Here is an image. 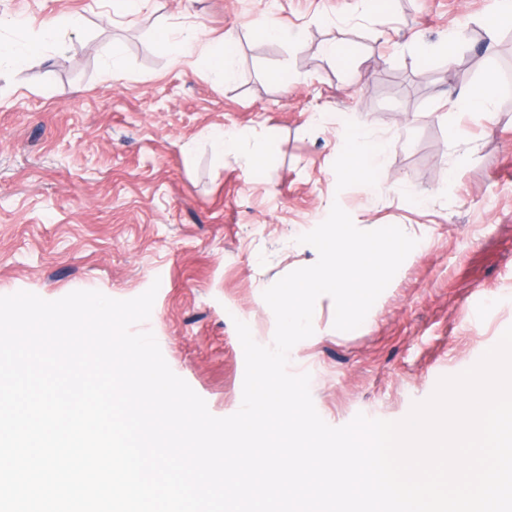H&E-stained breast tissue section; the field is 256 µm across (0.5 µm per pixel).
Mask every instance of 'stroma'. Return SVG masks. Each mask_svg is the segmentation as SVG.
Segmentation results:
<instances>
[{"label":"stroma","instance_id":"obj_1","mask_svg":"<svg viewBox=\"0 0 512 512\" xmlns=\"http://www.w3.org/2000/svg\"><path fill=\"white\" fill-rule=\"evenodd\" d=\"M495 5L380 0L381 25L360 0H157L134 16L122 0H0V17L35 27L84 17L24 66L0 64V296L127 300L158 285L140 330L227 417L245 374L236 321L271 345L262 293L317 261L298 238L337 203L357 228L394 225L417 245L357 329L336 330L319 297L288 370L309 374L331 426L404 419L512 325V84L489 109L453 106L502 71ZM463 25L476 32L447 60ZM188 27L204 47L174 58L160 35ZM225 48L228 83L208 62ZM218 128L242 135L221 158ZM357 131L388 145L377 176L342 171V135Z\"/></svg>","mask_w":512,"mask_h":512}]
</instances>
